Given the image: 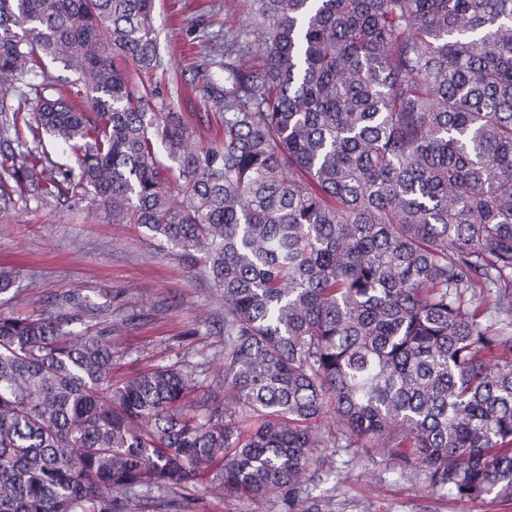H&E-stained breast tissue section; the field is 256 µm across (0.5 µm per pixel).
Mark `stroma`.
Returning a JSON list of instances; mask_svg holds the SVG:
<instances>
[{
  "label": "stroma",
  "mask_w": 512,
  "mask_h": 512,
  "mask_svg": "<svg viewBox=\"0 0 512 512\" xmlns=\"http://www.w3.org/2000/svg\"><path fill=\"white\" fill-rule=\"evenodd\" d=\"M247 0H156L158 69L142 80L155 103L205 113L193 68L209 39L255 41ZM0 267L16 270L15 285L0 294V314L44 311L80 290L110 303L101 323L114 351L112 376L121 379L158 365L213 370L224 338L210 319L224 304L178 249L159 246L131 224L110 223L104 209L21 199L0 212ZM336 481L319 484L310 512H512L493 498L459 500L432 493L425 483L401 479L396 462L374 460L352 449ZM195 512H284L278 498L219 500L196 490Z\"/></svg>",
  "instance_id": "obj_1"
}]
</instances>
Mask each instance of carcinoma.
<instances>
[{
  "label": "carcinoma",
  "mask_w": 512,
  "mask_h": 512,
  "mask_svg": "<svg viewBox=\"0 0 512 512\" xmlns=\"http://www.w3.org/2000/svg\"><path fill=\"white\" fill-rule=\"evenodd\" d=\"M154 4L0 0V209L86 202L180 249L224 361L203 391L115 382L89 296L0 315V512H193L199 484L308 512L350 448L511 502L512 0H251L261 39L198 65L206 142L130 77L160 65ZM45 70L47 73L48 81L52 87L68 90V92L71 89V94L73 96H81L80 94L76 95L74 93V91L81 87L72 85L71 80L73 79V76L69 70L64 68V65L61 62H54L50 58H45Z\"/></svg>",
  "instance_id": "carcinoma-1"
}]
</instances>
